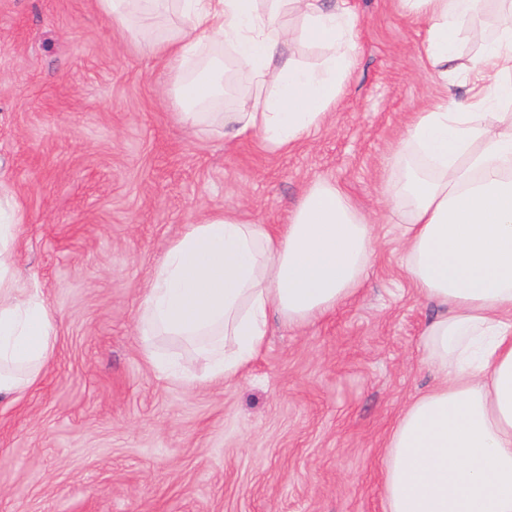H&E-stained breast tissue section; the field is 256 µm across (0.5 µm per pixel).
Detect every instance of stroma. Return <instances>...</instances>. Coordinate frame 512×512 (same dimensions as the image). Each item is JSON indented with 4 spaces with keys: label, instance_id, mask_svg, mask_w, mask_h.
Returning a JSON list of instances; mask_svg holds the SVG:
<instances>
[{
    "label": "stroma",
    "instance_id": "1",
    "mask_svg": "<svg viewBox=\"0 0 512 512\" xmlns=\"http://www.w3.org/2000/svg\"><path fill=\"white\" fill-rule=\"evenodd\" d=\"M355 62L294 147L180 122L165 60L94 0H0V184L20 203L18 278L57 321L43 379L0 402V512H383L380 448L432 387L418 299L383 198L411 113L464 111L481 55L447 85L397 0H348ZM335 184L374 227L358 294L300 328L272 323L243 377L161 373L135 324L168 245L210 212L282 224Z\"/></svg>",
    "mask_w": 512,
    "mask_h": 512
}]
</instances>
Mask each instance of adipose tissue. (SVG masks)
Segmentation results:
<instances>
[{
	"label": "adipose tissue",
	"instance_id": "adipose-tissue-1",
	"mask_svg": "<svg viewBox=\"0 0 512 512\" xmlns=\"http://www.w3.org/2000/svg\"><path fill=\"white\" fill-rule=\"evenodd\" d=\"M424 32L433 75L448 79L459 32L482 47L465 111L433 98L414 113L383 194L399 226L417 296L439 307L423 331L441 382L407 405L384 446V512H512V120L491 127L483 109L512 106V0H404ZM122 30L175 12L172 37L151 40L174 77L179 119L223 120L237 137L293 145L335 106L353 65L355 18L345 0H96ZM232 50L256 91L224 115L205 111L222 72L186 75L201 38ZM318 44L314 68L288 43ZM25 222L0 203V399L39 380L56 348L51 310L11 271ZM372 226L335 185L307 189L284 224H247L214 212L166 249L145 289L137 329L161 372L194 380L189 363L153 352L161 336L199 347L212 379L240 378L270 319L303 326L354 296L375 254Z\"/></svg>",
	"mask_w": 512,
	"mask_h": 512
}]
</instances>
